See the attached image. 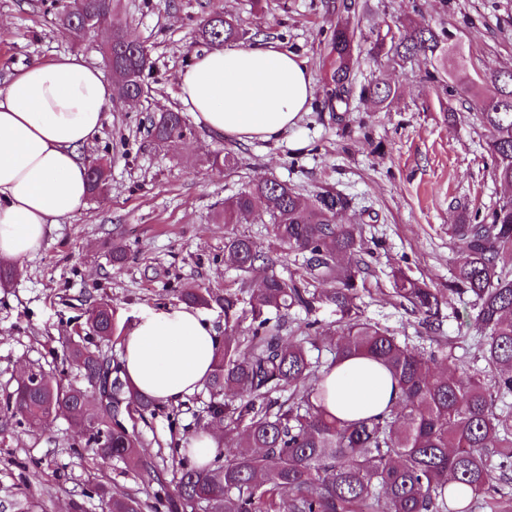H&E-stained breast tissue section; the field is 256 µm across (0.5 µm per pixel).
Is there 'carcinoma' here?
Returning a JSON list of instances; mask_svg holds the SVG:
<instances>
[{
	"label": "carcinoma",
	"mask_w": 512,
	"mask_h": 512,
	"mask_svg": "<svg viewBox=\"0 0 512 512\" xmlns=\"http://www.w3.org/2000/svg\"><path fill=\"white\" fill-rule=\"evenodd\" d=\"M108 9L106 0H72L58 13L61 30L86 36L85 18ZM114 28L112 73L121 89L138 95L151 68L141 47L123 49L120 24ZM199 38L211 46L241 41L246 30L219 13L203 19ZM355 33L336 20L329 55L333 71L325 105L349 106L356 64ZM397 61H422L426 79L448 98L466 96L478 109L477 121L492 157L495 181L512 188V69L470 73L452 60L458 44L446 30L407 24L391 37ZM396 94L386 81L360 95L383 103ZM177 112L152 123L159 143L184 136ZM347 200L331 192L301 201L288 184L259 178L224 201V262L260 281L253 290V312L273 308L310 309L326 300L342 313L338 328L324 332L331 360L312 358L307 338L288 335L287 325L262 320L242 338L230 332L216 349L208 379L210 414L224 421V452L205 467L186 461L159 468L143 460L142 442L115 417L117 405L143 416L155 403L132 392L111 357L71 341L68 362L82 372L87 387H75L43 367L47 380L16 387L0 404V438L15 427H44L66 417L77 428L79 446L120 460L160 481L171 472L175 495L142 499L135 493L89 490L101 512H512V497L492 484L490 453L499 456L501 480L512 481V198H501L482 219L453 228L461 242L448 289L433 288L404 270L393 272L392 296L435 328L445 292L472 298L476 348L488 370L464 375L454 342H438V354H425L388 329L356 312L361 274L368 268L361 231L338 224ZM270 224L267 247L230 231L236 224ZM288 255L302 258L301 273L283 276L277 267ZM187 304H216L230 319L235 295L210 289L181 294ZM87 325L98 336H112V309L100 303ZM364 355L379 362L399 390L398 402L378 415L340 421L326 413L323 376L340 361ZM440 362L445 372L436 374ZM245 427H240L243 418Z\"/></svg>",
	"instance_id": "carcinoma-1"
}]
</instances>
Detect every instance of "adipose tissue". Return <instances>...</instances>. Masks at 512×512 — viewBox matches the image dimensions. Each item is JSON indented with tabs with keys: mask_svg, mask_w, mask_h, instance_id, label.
Wrapping results in <instances>:
<instances>
[{
	"mask_svg": "<svg viewBox=\"0 0 512 512\" xmlns=\"http://www.w3.org/2000/svg\"><path fill=\"white\" fill-rule=\"evenodd\" d=\"M177 85L198 123L242 141L287 132L314 98L305 61L260 38L194 56ZM111 108V84L80 54L33 63L0 85V260L37 253L56 224L85 206L81 149ZM218 345L200 311L144 314L123 341L124 377L155 403L178 402L208 380ZM325 384L327 411L345 421L372 416L398 397L388 372L365 356L334 367Z\"/></svg>",
	"mask_w": 512,
	"mask_h": 512,
	"instance_id": "adipose-tissue-1",
	"label": "adipose tissue"
}]
</instances>
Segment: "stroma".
<instances>
[{"mask_svg":"<svg viewBox=\"0 0 512 512\" xmlns=\"http://www.w3.org/2000/svg\"><path fill=\"white\" fill-rule=\"evenodd\" d=\"M336 0H116L115 18L148 52L139 100L114 96L112 110L86 161L107 165V185L83 208L58 224L35 255L23 259L8 287L0 288V395L16 385L23 366H42L83 385L66 366L69 341L120 359L134 321L147 312L180 306V292L210 288L236 293V315L225 321L219 307L207 309L217 334L234 325L246 334L254 323L248 290L238 271L224 263V227L217 215L224 200L259 177L287 183L306 202L330 190L346 197L343 224L361 225L373 241L371 271L357 301L363 319L408 337L425 350L436 347L420 317L391 295V272L447 287L459 256L450 227L486 212L505 189L491 174L485 139L472 108L448 100L424 77V66H397L374 57L373 42L390 39L400 22L446 30L462 47L472 71L512 68V0H354L349 22L359 45L355 88L386 79L398 93L378 105L353 97L346 112L323 107L330 74L329 31ZM230 14L250 33L306 61L315 87L309 112L272 140L238 141L186 116L183 139L164 145L149 132V120L180 110L177 75L207 46L197 36L212 13ZM111 32L75 41L56 20L54 0H0V83L32 63L83 53L111 77L104 44ZM232 154L233 170L217 166ZM126 250L122 264L113 247ZM112 305L113 334L102 338L87 326L90 307ZM209 394L199 390L175 405L159 406L140 420L121 418L143 442L145 459L176 460L195 433L214 429ZM64 417L38 431L15 429L0 444V512H68L83 500L85 512H100L84 498L90 486L143 491L147 479L133 468L73 447Z\"/></svg>","mask_w":512,"mask_h":512,"instance_id":"35a3bbf8","label":"stroma"}]
</instances>
